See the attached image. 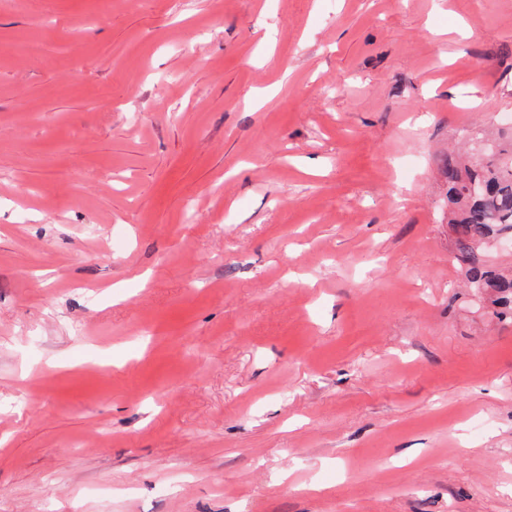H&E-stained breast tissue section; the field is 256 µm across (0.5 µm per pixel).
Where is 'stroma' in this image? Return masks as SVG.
<instances>
[{
	"label": "stroma",
	"instance_id": "obj_1",
	"mask_svg": "<svg viewBox=\"0 0 512 512\" xmlns=\"http://www.w3.org/2000/svg\"><path fill=\"white\" fill-rule=\"evenodd\" d=\"M504 112L512 0H0V512H512ZM468 158L453 152L442 161L447 186L448 224L452 226V262L470 288L488 293L497 316L512 315V274L495 267L486 249L512 238V138L494 141ZM482 191L473 194V187Z\"/></svg>",
	"mask_w": 512,
	"mask_h": 512
}]
</instances>
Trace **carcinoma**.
<instances>
[{
    "mask_svg": "<svg viewBox=\"0 0 512 512\" xmlns=\"http://www.w3.org/2000/svg\"><path fill=\"white\" fill-rule=\"evenodd\" d=\"M441 172L454 235L452 262L469 287L488 293L496 315L512 314V274L486 256L492 242L512 238V139L487 145L465 159L450 152Z\"/></svg>",
    "mask_w": 512,
    "mask_h": 512,
    "instance_id": "carcinoma-1",
    "label": "carcinoma"
}]
</instances>
